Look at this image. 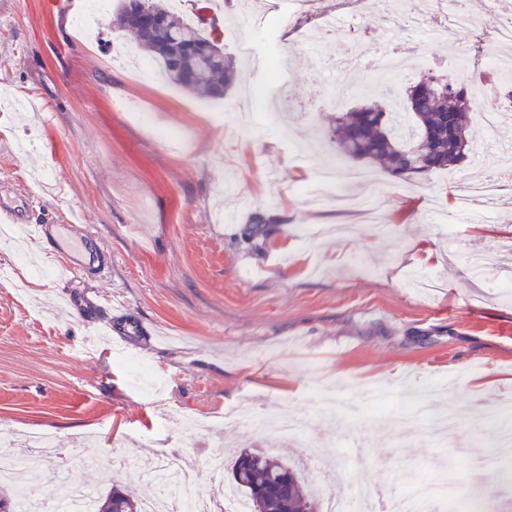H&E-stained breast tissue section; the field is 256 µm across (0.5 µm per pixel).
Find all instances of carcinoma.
I'll return each mask as SVG.
<instances>
[{"instance_id": "1", "label": "carcinoma", "mask_w": 512, "mask_h": 512, "mask_svg": "<svg viewBox=\"0 0 512 512\" xmlns=\"http://www.w3.org/2000/svg\"><path fill=\"white\" fill-rule=\"evenodd\" d=\"M138 7L159 13L164 25L152 34L130 26L141 50L164 66L166 77L185 91L204 89L224 96L236 79L235 60L202 64L212 54L208 39L194 25L169 9L167 0H121L117 16ZM406 130L398 128L393 113L377 102L352 109L336 119V144L353 159L377 161L394 177L410 180L449 169L467 157L468 114L474 101L450 77L432 74L401 89ZM234 486L250 503V512H316L317 503L293 476L288 463L263 451H241L232 464ZM142 498L117 487L95 496L93 512H141ZM0 512H17L13 488L0 484Z\"/></svg>"}]
</instances>
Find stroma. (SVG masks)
Segmentation results:
<instances>
[{
    "instance_id": "1",
    "label": "stroma",
    "mask_w": 512,
    "mask_h": 512,
    "mask_svg": "<svg viewBox=\"0 0 512 512\" xmlns=\"http://www.w3.org/2000/svg\"><path fill=\"white\" fill-rule=\"evenodd\" d=\"M326 2L356 25V41L304 44L316 22L293 16L256 26L250 0H226L219 22L208 19V0L184 5L183 18L203 16L202 33L224 53L251 39L274 69L292 58L288 98L309 110L284 134L263 110L241 125L234 106L244 83L271 90L267 72L245 62L218 100L134 77L110 52L112 42L133 43L112 26L118 0L95 42L76 26L70 0H0V97L28 105L18 118L0 114V200L27 210L31 224L83 226L82 250L112 256L100 279L36 278L33 269L50 265L43 246L20 265L11 246L0 247V264H15L27 282L20 295L0 282V422L52 433L65 450L59 469L95 492L114 483L145 497L151 487L134 474L83 467L82 440L93 437L107 460L116 449L143 454V437L158 432L200 465L215 452L229 463L242 449L268 447L276 431L257 438L229 428L215 450L204 434L162 425L116 351L153 364L171 404L189 414L217 416L243 402L270 414L311 410L323 380L340 399L377 385V404L319 419L285 456L324 457L338 484L398 493L414 472L453 494L457 512H512V457L472 469L492 452L485 403L512 392V292L500 288L512 264L480 276L469 265L475 246L512 248V188L493 210H456L458 179L512 155V120L482 122L481 113L506 109L490 78L471 114L472 148L452 172L405 182L345 156L332 140L338 108L316 100L330 79L319 62L379 48L401 15ZM413 40V82L481 56L466 34L436 39L422 28ZM162 129L184 133V146L164 142ZM305 149L331 155L341 172L315 205L319 170L301 162ZM21 187L28 199L16 198ZM256 215L265 219L259 236ZM376 223L384 236H374ZM101 292L122 307L98 306ZM133 323L140 331L131 336ZM440 380L447 388L435 410L457 422L449 440L402 412L409 393Z\"/></svg>"
}]
</instances>
